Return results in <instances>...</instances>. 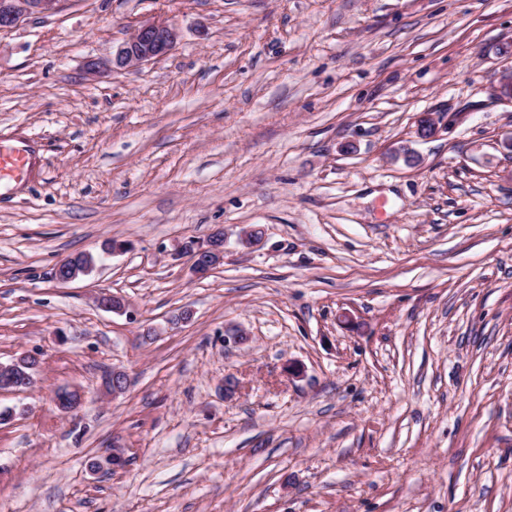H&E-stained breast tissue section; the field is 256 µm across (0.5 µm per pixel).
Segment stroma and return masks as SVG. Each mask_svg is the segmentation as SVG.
<instances>
[{"mask_svg": "<svg viewBox=\"0 0 512 512\" xmlns=\"http://www.w3.org/2000/svg\"><path fill=\"white\" fill-rule=\"evenodd\" d=\"M152 20L169 55L89 75ZM511 66L512 0H59L0 31V149L32 156L0 181V363L39 360L0 392V512H512ZM216 233L217 237L211 239L206 246L188 253L191 270L197 276L207 274L210 268L224 262V236L221 231ZM75 256H77L78 262L85 265L82 268L77 269L74 259L66 258L62 260L56 266V280L59 283L67 284L73 282L82 276L89 275L94 270L95 265H87L88 263L95 262L93 256H86L84 253H80ZM79 274H81V276H79Z\"/></svg>", "mask_w": 512, "mask_h": 512, "instance_id": "35a3bbf8", "label": "stroma"}]
</instances>
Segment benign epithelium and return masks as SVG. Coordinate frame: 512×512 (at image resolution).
Masks as SVG:
<instances>
[{"mask_svg": "<svg viewBox=\"0 0 512 512\" xmlns=\"http://www.w3.org/2000/svg\"><path fill=\"white\" fill-rule=\"evenodd\" d=\"M60 0H0V30L16 26L20 20L30 14L49 12ZM178 33L173 25L166 21H147L133 29L128 39L112 53V58L104 67L125 69L140 66L165 57L175 46ZM500 100L512 103V68L502 71L496 88ZM438 130V120L431 113L419 117L417 134L430 137ZM191 270L197 276L207 274L210 268L224 261V236L217 237L206 246L188 253ZM94 270V265L77 268L72 258L62 260L56 266V280L67 284L86 276ZM0 387L3 389H21L28 387V379L13 375L10 368L0 364Z\"/></svg>", "mask_w": 512, "mask_h": 512, "instance_id": "1", "label": "benign epithelium"}]
</instances>
